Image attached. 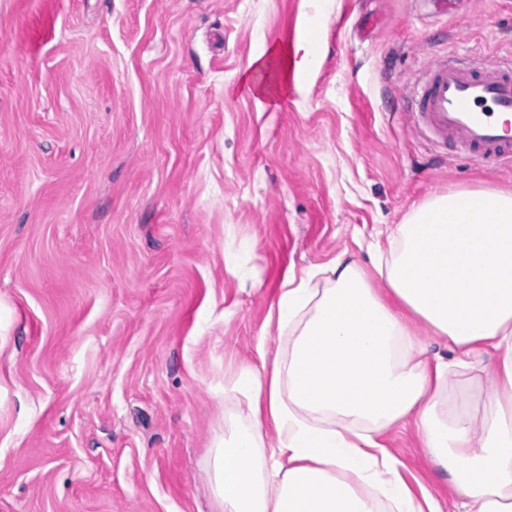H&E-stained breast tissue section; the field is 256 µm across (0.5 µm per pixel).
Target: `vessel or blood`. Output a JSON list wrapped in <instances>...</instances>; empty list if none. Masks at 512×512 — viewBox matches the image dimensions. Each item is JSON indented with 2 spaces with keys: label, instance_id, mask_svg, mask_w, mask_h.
<instances>
[{
  "label": "vessel or blood",
  "instance_id": "obj_1",
  "mask_svg": "<svg viewBox=\"0 0 512 512\" xmlns=\"http://www.w3.org/2000/svg\"><path fill=\"white\" fill-rule=\"evenodd\" d=\"M419 121L482 163L512 151V67L461 69L431 62L413 87Z\"/></svg>",
  "mask_w": 512,
  "mask_h": 512
}]
</instances>
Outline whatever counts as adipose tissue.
Returning <instances> with one entry per match:
<instances>
[{
	"mask_svg": "<svg viewBox=\"0 0 512 512\" xmlns=\"http://www.w3.org/2000/svg\"><path fill=\"white\" fill-rule=\"evenodd\" d=\"M314 66L305 31L281 55H252L240 88L262 109L300 91ZM324 281L284 283L271 314L288 349L257 346L270 369L224 373L225 399L248 413L225 417L212 450L219 512H442L430 492L411 491L382 441L409 423L463 512H512V190L436 195L397 225L372 271L338 261ZM415 318L447 355H429ZM489 354L494 382L477 421L467 390ZM452 375L461 387L449 388Z\"/></svg>",
	"mask_w": 512,
	"mask_h": 512,
	"instance_id": "1",
	"label": "adipose tissue"
}]
</instances>
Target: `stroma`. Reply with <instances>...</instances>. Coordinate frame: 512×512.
Segmentation results:
<instances>
[{
  "label": "stroma",
  "instance_id": "35a3bbf8",
  "mask_svg": "<svg viewBox=\"0 0 512 512\" xmlns=\"http://www.w3.org/2000/svg\"><path fill=\"white\" fill-rule=\"evenodd\" d=\"M310 13L315 68L259 110L249 57ZM510 53L512 0H0V512H218L224 372L276 348L283 282L512 188L404 101L430 56ZM385 442L453 512L414 426Z\"/></svg>",
  "mask_w": 512,
  "mask_h": 512
}]
</instances>
